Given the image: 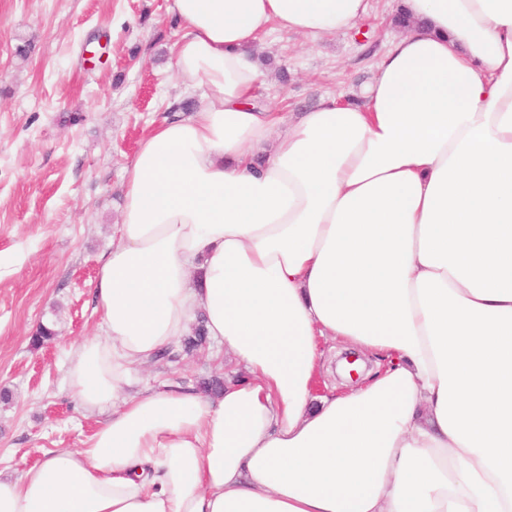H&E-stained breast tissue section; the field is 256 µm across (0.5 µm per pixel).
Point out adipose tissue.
Segmentation results:
<instances>
[{"label":"adipose tissue","instance_id":"obj_1","mask_svg":"<svg viewBox=\"0 0 512 512\" xmlns=\"http://www.w3.org/2000/svg\"><path fill=\"white\" fill-rule=\"evenodd\" d=\"M362 102L253 105L270 27L317 41L368 0H170L202 92L141 142L102 337L65 382L83 448L0 476V512H512V0H401ZM221 393L138 366L197 317ZM383 362L314 390L319 341Z\"/></svg>","mask_w":512,"mask_h":512}]
</instances>
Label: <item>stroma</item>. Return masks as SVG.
I'll return each mask as SVG.
<instances>
[{
  "instance_id": "obj_1",
  "label": "stroma",
  "mask_w": 512,
  "mask_h": 512,
  "mask_svg": "<svg viewBox=\"0 0 512 512\" xmlns=\"http://www.w3.org/2000/svg\"><path fill=\"white\" fill-rule=\"evenodd\" d=\"M169 0H0V473L77 449L102 416L64 383L70 352L100 335L93 291L119 242L125 169L141 140L194 98L172 67L183 34ZM400 0H370L358 25L311 43L258 44L254 99L294 112L326 97L358 103L399 36ZM54 339L33 346L39 324ZM211 348L142 367L136 387L197 385L235 371Z\"/></svg>"
}]
</instances>
